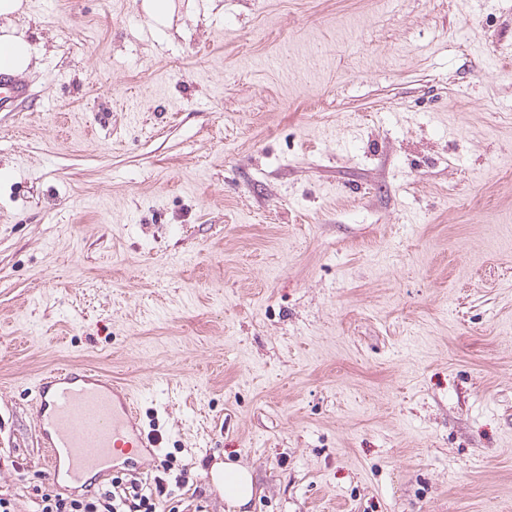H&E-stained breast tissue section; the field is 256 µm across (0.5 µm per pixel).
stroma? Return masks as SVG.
I'll return each mask as SVG.
<instances>
[{
  "label": "stroma",
  "mask_w": 512,
  "mask_h": 512,
  "mask_svg": "<svg viewBox=\"0 0 512 512\" xmlns=\"http://www.w3.org/2000/svg\"><path fill=\"white\" fill-rule=\"evenodd\" d=\"M0 112V495L179 474L184 512H512V0H26ZM156 454L50 476L32 381ZM30 87L15 77L0 73V109L12 107L30 96ZM254 478L250 470L236 466H224V498L234 506L245 507L254 495Z\"/></svg>",
  "instance_id": "obj_1"
}]
</instances>
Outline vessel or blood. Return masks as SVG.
<instances>
[{"label": "vessel or blood", "instance_id": "b4317fda", "mask_svg": "<svg viewBox=\"0 0 512 512\" xmlns=\"http://www.w3.org/2000/svg\"><path fill=\"white\" fill-rule=\"evenodd\" d=\"M29 95L27 83L0 73V109ZM34 392L32 411L49 443L52 477L64 473L75 480L108 467L117 450L159 445L157 437L140 426L131 390L111 375L60 364L37 377Z\"/></svg>", "mask_w": 512, "mask_h": 512}]
</instances>
